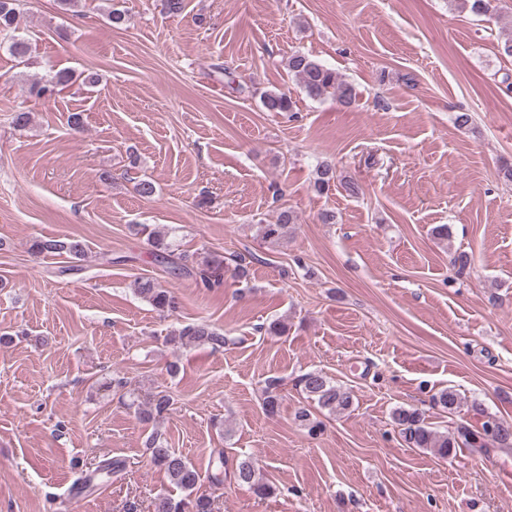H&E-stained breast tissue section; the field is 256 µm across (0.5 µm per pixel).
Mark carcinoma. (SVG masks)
<instances>
[{"label": "carcinoma", "instance_id": "1", "mask_svg": "<svg viewBox=\"0 0 512 512\" xmlns=\"http://www.w3.org/2000/svg\"><path fill=\"white\" fill-rule=\"evenodd\" d=\"M450 8L459 12L471 11L489 14L497 10V0H448ZM18 0H0V35L7 38L10 54L24 58L28 54V44L15 35L18 29ZM286 66L302 85L305 92L313 99L333 97L337 103L348 106L355 99L354 87L342 79L336 71L326 67L313 56L296 51L288 56ZM73 75L68 71H58L50 78L33 80L31 93L38 98H52L64 90ZM263 108L267 112H290L292 101L281 91H265L261 94ZM338 180L336 167L328 162L316 166L312 187L319 194L328 192ZM295 223L293 211H281L275 223L260 227L262 239L275 241L283 236L288 225ZM140 232L147 235L148 243L160 250L159 256L168 260L174 274H188L206 288L221 285L222 266L220 263L204 258L202 261H188L186 256H174L171 245L165 237L142 225ZM35 253L66 255L80 260L85 255L83 242L71 236H58L52 239H34L30 245ZM134 292L141 299L160 311L176 309L175 297L151 279L140 277L134 281ZM169 341L184 347L208 346L217 351L224 348L227 337L205 320L188 324L171 331ZM298 386L306 398L315 402L321 409L332 413L349 410L353 405V395L347 389L333 383L320 370L302 374ZM434 403L444 411L453 414L461 405V398L452 389H443L433 396ZM172 406L170 395L160 391L137 404V412L145 419L155 418L168 412ZM472 411L484 418L481 428L475 429L468 422L461 420L450 432L440 434L426 422L423 414L416 408L398 407L393 410L391 419L399 434L410 448L429 450L441 458L457 455L462 448H471L488 453L494 450L512 448V421L485 412L481 405L472 404ZM151 462L163 471L169 482L183 495L174 497L162 494L156 498L154 512H213L211 498L198 491L200 475L196 467L186 457L168 447L158 435L148 441ZM235 483L246 486L260 496L275 493V488L260 479L253 462L248 457L235 462L233 469Z\"/></svg>", "mask_w": 512, "mask_h": 512}]
</instances>
